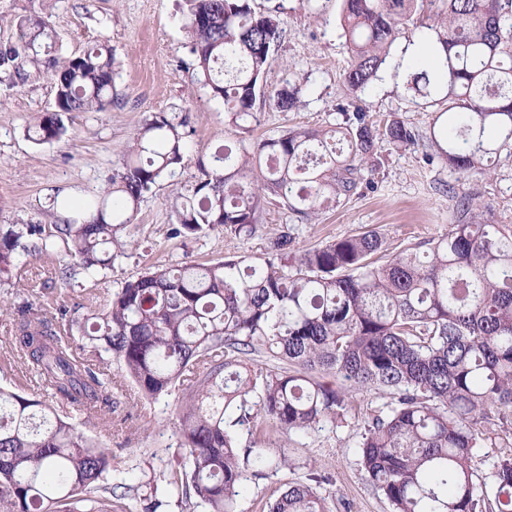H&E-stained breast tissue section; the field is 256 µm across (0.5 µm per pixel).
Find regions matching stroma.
Wrapping results in <instances>:
<instances>
[{
    "label": "stroma",
    "instance_id": "stroma-1",
    "mask_svg": "<svg viewBox=\"0 0 512 512\" xmlns=\"http://www.w3.org/2000/svg\"><path fill=\"white\" fill-rule=\"evenodd\" d=\"M253 5L259 11H277L283 29L267 84H300L305 104L282 112L257 98V121L246 132L228 125L222 103L191 83L183 0H0L1 13L47 20L62 53L78 54L98 39H107L118 67L112 105L103 112L68 114L66 136L43 145L28 140L25 127L52 105L51 82L42 79L17 92H0V227L47 226L58 216L54 197L81 200L101 195L115 163L149 113L183 109L194 129L188 167L145 195L126 230V252L114 260L110 271L95 277L80 271L62 281L54 276L57 258L30 257L21 278L0 280V299L8 304L7 313L0 315L1 387L28 395L41 392L34 370L14 342L22 307L41 310L65 336L69 325L61 319L60 309L83 318L89 309H102L125 281L155 264L264 257L272 240L285 231L302 250L375 230L384 238L381 257L386 260L446 234L457 221L455 198L464 194L487 204L497 223L512 225V151H502L490 175L475 171L461 176L448 169L429 146L436 108L405 101L410 71L401 63L408 42L402 39L380 80L360 98L375 118L401 114L418 133V145L398 150L380 143L375 165L363 170L356 193L308 222H298L286 207L270 205L250 237L224 230L171 237L175 196L193 181L199 162L210 161L215 146L241 139L254 143L296 127L325 126L334 121L337 106L353 98L342 81L349 54L338 26L340 0H253ZM112 400L113 412L105 424L88 420L80 410L74 416L86 435L100 438L118 457L128 482L149 481L165 469L172 449L179 446L182 391L175 388L148 400L138 397L129 384L116 382ZM393 400L386 392L353 390L345 399L342 421L286 434L266 427L258 441L284 448L289 466L265 478L243 480L241 512H257L259 500L312 472L322 475L319 491L332 512H390L386 499L363 476L357 445L368 420L387 410ZM478 426L485 441L475 451V464L487 479L495 461L512 452V418L501 420L491 410L479 416Z\"/></svg>",
    "mask_w": 512,
    "mask_h": 512
}]
</instances>
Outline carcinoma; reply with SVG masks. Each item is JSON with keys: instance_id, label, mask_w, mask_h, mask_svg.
Masks as SVG:
<instances>
[{"instance_id": "1", "label": "carcinoma", "mask_w": 512, "mask_h": 512, "mask_svg": "<svg viewBox=\"0 0 512 512\" xmlns=\"http://www.w3.org/2000/svg\"><path fill=\"white\" fill-rule=\"evenodd\" d=\"M427 26L443 55L414 69L409 89L445 105L430 133L459 175L489 170L512 148V0H445ZM185 28L194 57L191 82L224 105L228 124L257 120V96L281 111L302 105L301 88L264 84L281 41L276 12L250 0H186ZM424 0H341L340 26L350 62L343 82L354 92L378 80L392 47L416 26ZM0 89L46 78L54 109L30 121L37 144L58 141L71 112L111 105L116 68L101 40L64 56L56 32L36 15H0ZM340 119L290 129L254 144H222L213 166L179 193L171 235L222 228L255 232L262 191L283 199L300 219L354 194L361 166L385 141L416 144L402 117L378 122L369 107H337ZM194 130L174 112L145 117L112 171L105 194L46 228L0 229V274L22 257L55 254L61 279L80 268L97 275L124 253V231L144 194L185 168ZM458 223L426 244L383 263L379 233L367 231L308 248L288 263L293 237L272 241L270 256L153 266L127 280L106 308L78 325L81 343L63 341L49 323L25 317L15 342L48 396L30 399L0 388V512H112L130 496L142 512L170 500L187 512H239L246 475L288 465L280 448L241 445L262 429L258 415L285 432L307 431L343 416L351 387L391 391L397 400L367 422L358 445L365 479L392 512H484L478 483L477 416L512 412V225L496 224L469 195L456 199ZM264 354L260 367L251 358ZM138 393L158 399L183 387L177 466L141 485L114 478L110 449L80 431L69 407L112 410L108 363ZM496 512H512V453L494 463ZM266 512H331L308 482H290Z\"/></svg>"}]
</instances>
